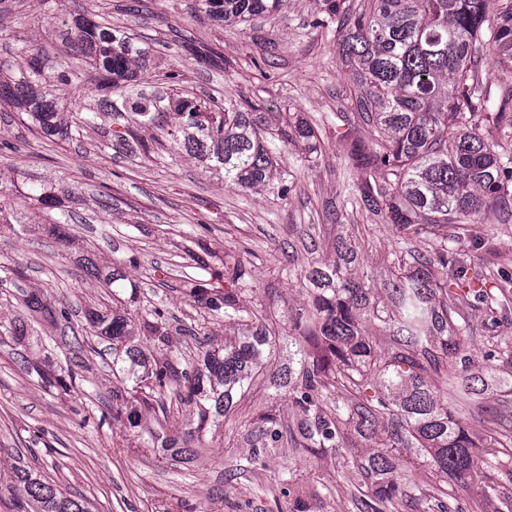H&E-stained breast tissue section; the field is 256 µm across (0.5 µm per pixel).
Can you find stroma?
<instances>
[{
	"instance_id": "stroma-1",
	"label": "stroma",
	"mask_w": 512,
	"mask_h": 512,
	"mask_svg": "<svg viewBox=\"0 0 512 512\" xmlns=\"http://www.w3.org/2000/svg\"><path fill=\"white\" fill-rule=\"evenodd\" d=\"M316 11L315 0H287L275 16L227 25L207 16L201 0H0V61L14 62L30 48L54 72L79 56L74 20L92 18L147 49L144 91L167 93L160 77L174 69L183 75V93L255 104L274 164L268 186L246 194L225 187L205 163L126 112L84 125L70 144L41 136L20 113L0 112V133L16 146L0 152V189L19 196L41 187L57 201L53 210L20 206L15 223H0V265L22 273L0 287V323L27 319L26 291L69 312L55 325L31 324L22 341H0V487L9 486L21 461L85 498L94 512H301L285 494L295 479L309 483L308 500L320 512H358L362 487L351 457L295 447L286 435L277 447H255L253 414L281 396L269 376L255 379L231 413L210 416L211 440L189 459L147 450L124 426L101 422L112 404V351L86 320L92 308L139 320L161 309L173 340L170 359L192 369L204 345L223 342L225 322L195 302L191 288L247 252L252 259L240 304L279 338L275 365L284 369L288 314L308 308L305 272L333 259L336 238L362 242L351 274L379 297L390 278L386 256L429 250L427 240L401 238L393 225L343 208L347 159L336 127L360 117L338 72L342 32L313 29ZM188 43L201 55L186 52ZM96 84L88 71L80 85L57 90L61 112L96 111ZM302 118L322 130L317 152L284 143L279 134ZM138 140L147 151L135 150ZM58 209L72 212V222L54 223ZM469 231L492 243L497 268L512 276V218L491 214ZM118 271L125 303L116 308L108 282ZM462 312L472 332L464 350L468 368L488 387L472 402L452 398L448 405L475 434L511 432L512 395L494 380L512 365L486 361L481 305ZM77 341L84 360L77 394L44 389L17 362L23 355L66 366Z\"/></svg>"
}]
</instances>
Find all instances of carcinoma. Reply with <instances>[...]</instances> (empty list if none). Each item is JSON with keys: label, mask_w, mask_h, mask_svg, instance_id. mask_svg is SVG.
Here are the masks:
<instances>
[{"label": "carcinoma", "mask_w": 512, "mask_h": 512, "mask_svg": "<svg viewBox=\"0 0 512 512\" xmlns=\"http://www.w3.org/2000/svg\"><path fill=\"white\" fill-rule=\"evenodd\" d=\"M208 16L226 25L254 17H271L286 0H203ZM312 26L326 28L345 14V33L339 44L338 71L354 90L369 127L368 134L345 136L346 157L355 170L349 203L391 224L408 238H429L428 253L392 260L389 302L373 295L365 284L349 276L358 261V247L345 239L333 243L330 265H313L305 279L312 286L309 309L288 313V347L293 363L277 375L276 386L288 392L296 413L292 430L299 448L330 450L339 456L357 449L354 437L366 442L368 452L354 464L361 482L372 492L359 498V512H393L417 504L401 472V454L416 451L435 480L427 496L439 512H468L497 505L495 512H512V435L494 432L475 435L468 423L448 409L451 394H475L479 378L468 373L463 356L469 325L460 313L462 296L448 292L470 284L474 272L460 246V233L436 237L442 224L462 226L497 210L512 217V153L497 141L484 138L478 126L485 122L512 132V0L494 8L493 0H371L355 11L346 0H318ZM76 43L83 56L81 69L96 72L103 112H130L144 124L167 126L172 143L194 153L224 178V185L258 192L268 184L273 167L264 144L261 116L231 104L214 110L195 96L174 93L173 109L163 99L126 93L112 99V88L137 82L144 51L132 46L121 31L85 17L76 20ZM495 54L506 79L482 75L484 50ZM44 66L33 55L25 64L0 63V108L25 100L27 112L39 123V132L61 140L72 135V125L57 112L52 100L34 94L44 79ZM286 141L300 142L317 151L319 131L299 120ZM245 275L238 260L224 267L230 290L201 280L193 295L206 300L213 311L240 335L221 347L201 352L192 372L178 370L169 360L170 335L162 310L145 321L156 358L147 365L132 343L135 325L116 315L107 318L90 312L96 334L112 341V376L123 392H112L111 419L140 430L148 447L171 448L174 456H191L205 446V425L210 411L227 414L242 391L266 368L276 337L253 323L240 306L236 287ZM476 300L487 312L486 359L512 358V342L497 334L508 320L500 295L480 290ZM25 306L57 323L66 311L50 300L27 293ZM374 321L387 332L391 349L374 352L373 338L364 321ZM317 349L311 355L308 347ZM24 369L46 388H77L74 367L58 372L23 360ZM154 385H142L144 377ZM186 384L179 403L200 408L196 427L185 430L179 410H169L160 396L176 382ZM332 393L350 395L326 407ZM159 404L163 421L148 425L143 412ZM254 441L262 447L278 443L280 407L270 405L250 422ZM495 448L499 463L511 466L508 484L481 487L472 503L453 495L457 487L476 480L480 450ZM14 481L23 485L25 502L16 512H91L89 503L66 496L56 484L31 467H15ZM448 501H443V498Z\"/></svg>", "instance_id": "carcinoma-1"}]
</instances>
